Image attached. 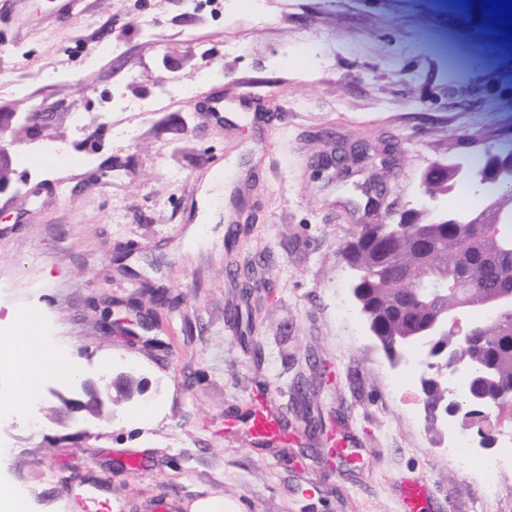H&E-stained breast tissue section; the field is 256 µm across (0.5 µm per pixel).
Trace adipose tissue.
<instances>
[{
	"label": "adipose tissue",
	"mask_w": 512,
	"mask_h": 512,
	"mask_svg": "<svg viewBox=\"0 0 512 512\" xmlns=\"http://www.w3.org/2000/svg\"><path fill=\"white\" fill-rule=\"evenodd\" d=\"M21 321L20 330L9 337L6 350L0 352V366L16 377V392L9 404L18 415L25 413L54 362L51 347H37L31 317L22 316Z\"/></svg>",
	"instance_id": "ef3b65f1"
}]
</instances>
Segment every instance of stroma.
<instances>
[{"mask_svg":"<svg viewBox=\"0 0 512 512\" xmlns=\"http://www.w3.org/2000/svg\"><path fill=\"white\" fill-rule=\"evenodd\" d=\"M30 4L0 17V113L53 121L14 155L0 195V332L31 314L60 362L92 377L130 368L148 390L77 422L49 413L75 391L72 373L53 372L0 431L14 450L0 485L27 512H85L91 481L125 512L215 495L232 512H403L409 482L430 512H512V472L449 461L422 405L394 397L402 368L340 315L352 304L344 244L393 220L367 207L366 182L414 202L431 164L512 145V52H487L483 12L270 0L227 21L187 14L184 0H82L61 21L47 19L50 0ZM103 39L124 56L99 55ZM302 46L312 58L289 61ZM163 59L190 98L148 81ZM104 90L158 105L106 114ZM390 138L391 168L316 167L337 142ZM232 266L266 290L243 299ZM147 283L175 305L153 307L139 335L105 331V315L137 320L121 303ZM299 383L313 434L293 408ZM261 398L288 415L277 441L244 424ZM490 482L500 491L487 499Z\"/></svg>","mask_w":512,"mask_h":512,"instance_id":"1","label":"stroma"}]
</instances>
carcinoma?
<instances>
[{
	"label": "carcinoma",
	"mask_w": 512,
	"mask_h": 512,
	"mask_svg": "<svg viewBox=\"0 0 512 512\" xmlns=\"http://www.w3.org/2000/svg\"><path fill=\"white\" fill-rule=\"evenodd\" d=\"M345 260L362 267L371 276L362 284V295L369 315L379 328L378 342L392 345L432 321L436 315L461 301L471 307L498 293L506 286L503 273L512 268V254H502L499 237L484 233L465 234L457 224L420 223L413 220L406 229L388 233L377 224H364L353 240L343 247ZM428 267L427 274L454 282L474 277L479 288L450 293L428 305L413 294L416 272ZM484 335L468 343H457L449 359H437L441 378H429L422 387L424 403L431 412L448 407L447 377L459 361H479L489 367L480 387L485 392L512 388V317L483 323Z\"/></svg>",
	"instance_id": "cac0c4a2"
}]
</instances>
